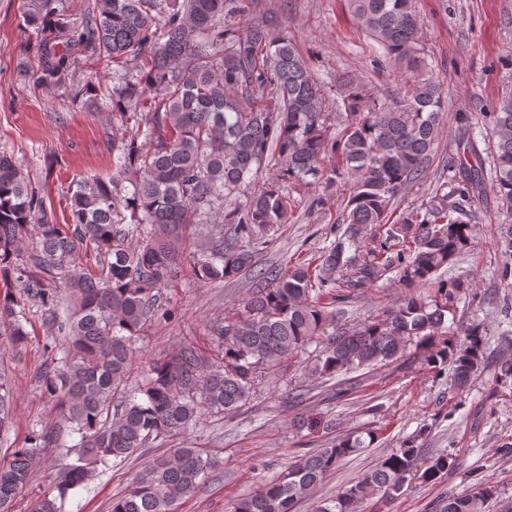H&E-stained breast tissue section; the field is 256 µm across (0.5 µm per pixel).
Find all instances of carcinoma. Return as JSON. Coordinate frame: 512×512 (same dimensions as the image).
Wrapping results in <instances>:
<instances>
[{"label": "carcinoma", "instance_id": "obj_1", "mask_svg": "<svg viewBox=\"0 0 512 512\" xmlns=\"http://www.w3.org/2000/svg\"><path fill=\"white\" fill-rule=\"evenodd\" d=\"M358 24L394 65L414 74L403 100L368 98L359 83L341 80L344 128L328 134L326 100L310 68L276 24L262 20L236 28L227 18L244 12V0H95L81 28L44 4L25 21L40 35L41 75L56 81L80 45L97 65L112 70L107 92L112 118L113 171L81 180L68 202L69 219L56 222L28 181L22 164L0 154V282L17 293L0 298V330L24 345L28 332L16 308L29 299L51 308L62 291L72 297L50 324L65 338L61 356L38 376L43 394L77 443L66 447L74 463L59 473L56 493L44 494L31 512H63L73 490L97 469L124 462L149 443L186 436L204 414L240 408L257 382L318 336L324 345L312 375L336 382V394L356 389L359 378L405 356L414 346L421 365L452 367L453 387L468 391L488 363L489 326L474 320L455 332L448 324L467 278L435 279L474 246L478 224L470 199L486 187L512 209V95L486 115L491 160L458 172V199L445 185L420 212L392 218L399 193L420 179L430 162L446 111L440 85L424 73L423 26L416 0H349ZM336 157L335 174L347 178L342 213L345 236L306 265L263 271L243 309L216 320L219 361L186 347L134 377L136 338L158 315L160 290L188 261L202 283L231 280L255 263L256 246L271 224L288 220L281 185L310 183ZM269 159L264 187L238 202L242 187ZM200 224L207 241L184 258L182 230ZM29 247L28 255L23 248ZM92 250L97 271L86 273L79 253ZM36 268L56 283L43 287ZM395 274L405 294L381 316L352 328L326 331L328 313L313 291L346 299V288H368ZM13 392L0 375V433L9 421ZM415 434L317 512H364L373 498L392 499L415 480L431 482L452 465L451 455L421 458ZM50 428L34 429L0 461V512L31 481L46 448H61ZM372 434L351 432L326 448L301 455L230 512H296L324 478L348 457L371 447ZM217 461L184 442L153 459L112 499L110 512H175L193 495ZM497 486L476 483L451 493L444 512H485Z\"/></svg>", "mask_w": 512, "mask_h": 512}]
</instances>
